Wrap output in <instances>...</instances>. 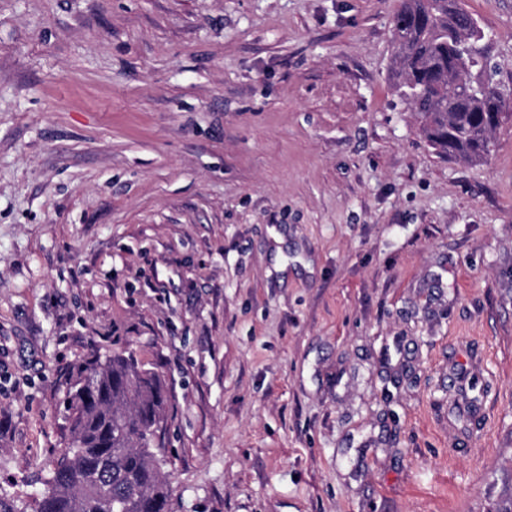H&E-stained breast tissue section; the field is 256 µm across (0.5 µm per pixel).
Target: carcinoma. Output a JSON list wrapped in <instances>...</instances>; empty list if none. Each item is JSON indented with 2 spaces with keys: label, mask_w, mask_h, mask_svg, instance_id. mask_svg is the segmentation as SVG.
I'll return each mask as SVG.
<instances>
[{
  "label": "carcinoma",
  "mask_w": 512,
  "mask_h": 512,
  "mask_svg": "<svg viewBox=\"0 0 512 512\" xmlns=\"http://www.w3.org/2000/svg\"><path fill=\"white\" fill-rule=\"evenodd\" d=\"M484 29L462 0H402L392 26L396 92L420 132L447 157L477 160L512 108L494 80ZM168 396L132 357L94 359L68 400L71 440L37 501L38 512H172L158 440Z\"/></svg>",
  "instance_id": "1"
}]
</instances>
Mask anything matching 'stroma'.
I'll return each mask as SVG.
<instances>
[{
  "mask_svg": "<svg viewBox=\"0 0 512 512\" xmlns=\"http://www.w3.org/2000/svg\"><path fill=\"white\" fill-rule=\"evenodd\" d=\"M463 3L512 86V0ZM399 5L0 0L1 498L34 512L78 366L130 354L173 512L512 505V117L439 155Z\"/></svg>",
  "mask_w": 512,
  "mask_h": 512,
  "instance_id": "1",
  "label": "stroma"
}]
</instances>
